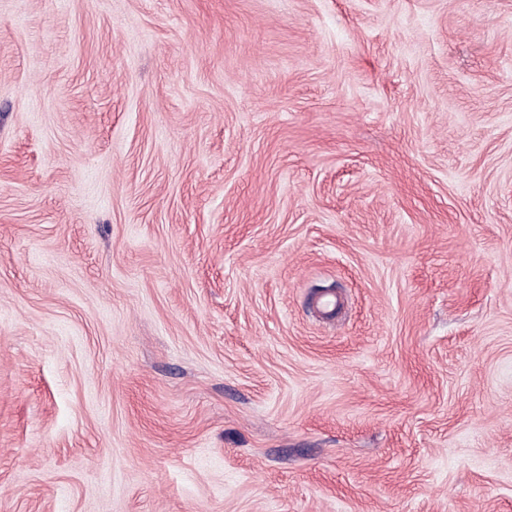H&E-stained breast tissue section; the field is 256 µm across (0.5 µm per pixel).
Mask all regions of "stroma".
I'll return each instance as SVG.
<instances>
[{"label": "stroma", "instance_id": "1", "mask_svg": "<svg viewBox=\"0 0 512 512\" xmlns=\"http://www.w3.org/2000/svg\"><path fill=\"white\" fill-rule=\"evenodd\" d=\"M0 512H512V0H0Z\"/></svg>", "mask_w": 512, "mask_h": 512}]
</instances>
